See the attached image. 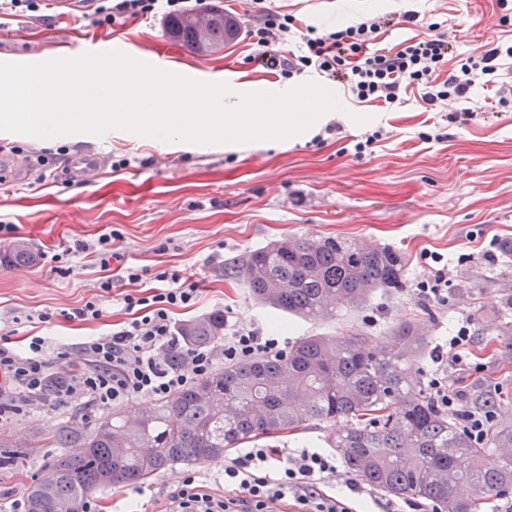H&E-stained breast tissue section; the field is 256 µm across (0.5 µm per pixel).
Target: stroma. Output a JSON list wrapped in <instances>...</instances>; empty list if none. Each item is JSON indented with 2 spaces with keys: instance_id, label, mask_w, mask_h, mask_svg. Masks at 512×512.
Wrapping results in <instances>:
<instances>
[{
  "instance_id": "1",
  "label": "stroma",
  "mask_w": 512,
  "mask_h": 512,
  "mask_svg": "<svg viewBox=\"0 0 512 512\" xmlns=\"http://www.w3.org/2000/svg\"><path fill=\"white\" fill-rule=\"evenodd\" d=\"M227 6L242 29L237 39L213 56L185 54L177 74L205 82L225 76H258L248 64L253 47L244 31L257 21L249 0H212ZM272 7L294 16L299 28H346L361 18L418 11L416 25L402 38L426 35L430 24L458 32L450 67L482 46L512 43V9L498 0H273ZM99 39L103 51H120L149 61L160 46H170L162 18L131 20L95 27L80 7H54L46 20L22 15L0 18V61L26 63L51 58L70 30ZM512 91V63L491 81H477L469 93L474 117L466 125L448 123L439 110L410 91L392 107L357 103L336 88L342 107L328 112L302 134L237 147L181 143L166 152L150 142L111 130L104 135H63L38 143L27 136L0 132V153L8 157L6 184L0 189V225H12L11 240L28 243L41 257L31 263L0 264V340L24 348L28 337L44 336L51 349L111 333L124 319L108 305L103 320L82 323L64 317L95 296L103 280L112 293L129 291L124 269L143 271L142 285L154 286L156 272L180 269L200 284L194 310L177 322L224 311L230 323L256 327L277 337L281 349L307 336H338L354 331L385 339L398 322L424 319L427 346L420 360L422 382L441 374L444 384L464 382L469 403L512 397V333L494 331L512 322V255L484 256L491 238L512 242V103L490 109L501 90ZM338 124V131L325 127ZM380 138L355 156V143L372 133ZM94 152L103 158L99 175L75 179L68 161ZM130 159L113 170V161ZM118 230L119 261L101 270L90 259L67 255L73 240L91 241ZM285 237H339L389 247L406 259L405 286L377 291L358 307L340 304L335 317L311 321L255 301L241 282L224 278L226 262ZM59 254L66 275L52 272L50 255ZM448 271V303L418 298L417 284L437 266ZM53 313L49 323L38 314ZM473 334L470 370L437 369L434 347L462 323ZM75 408H36L0 424V437L20 442L13 465L0 468V512L28 489L61 451L40 444V435L68 421ZM344 420L311 423L283 436L253 440L256 448H302L334 453ZM185 470L176 467L145 484H117L97 492L91 512H168ZM349 473L339 467L327 491L350 501L356 512H400L403 499L367 488L354 496L345 485Z\"/></svg>"
}]
</instances>
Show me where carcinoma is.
Returning <instances> with one entry per match:
<instances>
[{
  "label": "carcinoma",
  "mask_w": 512,
  "mask_h": 512,
  "mask_svg": "<svg viewBox=\"0 0 512 512\" xmlns=\"http://www.w3.org/2000/svg\"><path fill=\"white\" fill-rule=\"evenodd\" d=\"M169 38L210 55L238 35L224 9L202 7L166 26ZM407 260L387 247L335 238L288 237L224 265L254 299L310 320L359 306L378 290L404 285ZM183 346L210 347L224 335V312L180 325ZM425 328L412 318L384 341L360 333L309 336L288 351L229 363L129 418L116 409L75 417L48 433L67 453L29 489L28 512H87L100 489L144 484L178 465H197L262 436L317 421H352L336 437L345 467L370 486L424 499L442 512H475L512 491V422L488 426L475 444L427 396L414 359Z\"/></svg>",
  "instance_id": "obj_1"
}]
</instances>
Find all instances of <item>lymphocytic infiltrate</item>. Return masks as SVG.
Instances as JSON below:
<instances>
[{
  "label": "lymphocytic infiltrate",
  "mask_w": 512,
  "mask_h": 512,
  "mask_svg": "<svg viewBox=\"0 0 512 512\" xmlns=\"http://www.w3.org/2000/svg\"><path fill=\"white\" fill-rule=\"evenodd\" d=\"M91 25L154 17L158 3L170 14L183 11V0H82ZM261 17L248 36L254 46L251 63L278 72L285 79L311 69L346 89L357 102L394 105L408 90H418L429 106L447 107L446 122L466 124L471 118L463 105L477 79L498 72L502 60L512 59V45L480 50L459 69L446 71L453 47L447 34L412 37L395 48H375L383 28L411 25L416 11L368 17L329 32L307 27L304 51L291 49L294 19L252 0ZM156 287L123 294L128 318L106 337L79 343L82 362L71 361L68 351L49 355L43 337H32L26 352L0 345V419L36 406L91 405L108 408L139 397L163 399L208 375L217 360L237 362L277 352L273 336L233 327L221 350L183 349L174 315L194 308L199 284L182 271L156 273ZM180 351L179 363L169 355ZM434 401L457 420L472 441L481 442L494 418L493 411L475 412L468 393L449 387L439 378L430 381ZM336 458L317 451L285 456L277 448H253L224 465V496L215 498L186 474L172 494L179 512H355L348 503L324 492L335 477Z\"/></svg>",
  "instance_id": "lymphocytic-infiltrate-1"
}]
</instances>
